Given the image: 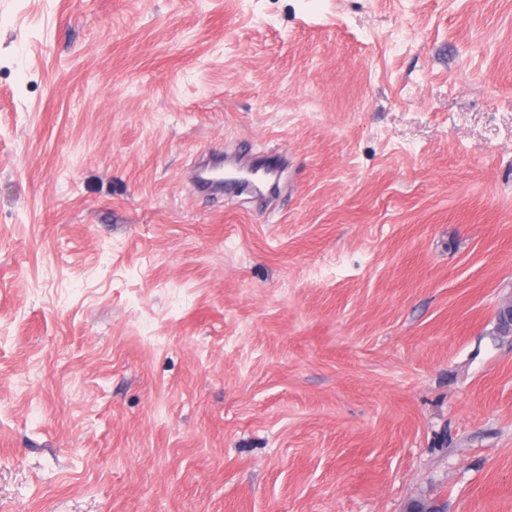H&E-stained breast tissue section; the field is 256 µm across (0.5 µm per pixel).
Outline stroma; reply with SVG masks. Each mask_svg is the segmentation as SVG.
<instances>
[{
    "mask_svg": "<svg viewBox=\"0 0 512 512\" xmlns=\"http://www.w3.org/2000/svg\"><path fill=\"white\" fill-rule=\"evenodd\" d=\"M510 299L512 0H0V512H512ZM224 166L231 167L232 169H250V168H255V167L265 169L269 173L268 178L266 180V184L270 183L271 185H274L276 183V181L278 180L279 175H280V168L277 164L266 163V164L245 166L236 158H231V157L226 156L224 159L223 155H218L200 167L198 175H197V183H198L199 188L209 189L213 186H222L223 184H217L212 179V174L215 171L224 170Z\"/></svg>",
    "mask_w": 512,
    "mask_h": 512,
    "instance_id": "35a3bbf8",
    "label": "stroma"
}]
</instances>
